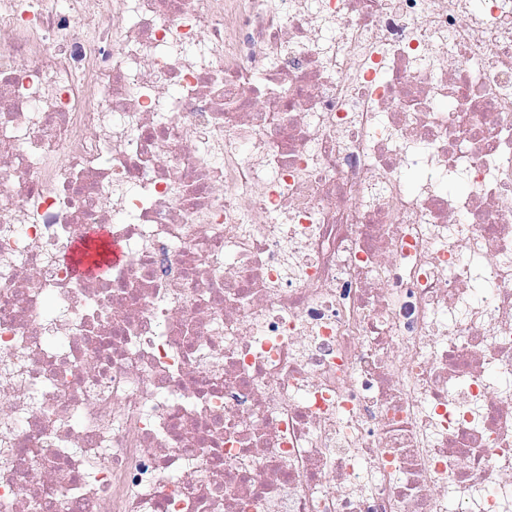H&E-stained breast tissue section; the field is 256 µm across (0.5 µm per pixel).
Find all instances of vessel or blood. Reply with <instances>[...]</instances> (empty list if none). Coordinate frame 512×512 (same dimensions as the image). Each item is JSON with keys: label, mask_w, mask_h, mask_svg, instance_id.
Returning <instances> with one entry per match:
<instances>
[{"label": "vessel or blood", "mask_w": 512, "mask_h": 512, "mask_svg": "<svg viewBox=\"0 0 512 512\" xmlns=\"http://www.w3.org/2000/svg\"><path fill=\"white\" fill-rule=\"evenodd\" d=\"M123 259V246L114 241L110 231L104 227L88 228L64 256L73 276L79 279L105 275Z\"/></svg>", "instance_id": "1"}]
</instances>
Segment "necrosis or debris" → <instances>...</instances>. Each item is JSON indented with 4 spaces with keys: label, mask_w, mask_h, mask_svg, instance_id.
Returning a JSON list of instances; mask_svg holds the SVG:
<instances>
[{
    "label": "necrosis or debris",
    "mask_w": 512,
    "mask_h": 512,
    "mask_svg": "<svg viewBox=\"0 0 512 512\" xmlns=\"http://www.w3.org/2000/svg\"><path fill=\"white\" fill-rule=\"evenodd\" d=\"M0 512H512V0H0ZM103 246V254L98 253V247ZM124 248L112 240L107 228L89 227L85 234L76 239L64 255L74 277L85 279L105 275L124 259Z\"/></svg>",
    "instance_id": "obj_1"
}]
</instances>
